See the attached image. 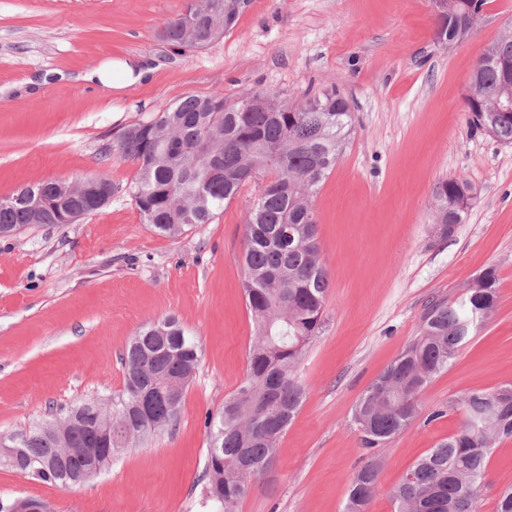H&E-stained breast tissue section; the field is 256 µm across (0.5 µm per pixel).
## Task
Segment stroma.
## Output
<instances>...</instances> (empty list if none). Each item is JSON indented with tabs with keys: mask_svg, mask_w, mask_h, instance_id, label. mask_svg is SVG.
I'll return each instance as SVG.
<instances>
[{
	"mask_svg": "<svg viewBox=\"0 0 512 512\" xmlns=\"http://www.w3.org/2000/svg\"><path fill=\"white\" fill-rule=\"evenodd\" d=\"M185 3L0 0V198L90 174L115 187L75 223L0 237V435L50 407L117 395L119 356L148 323L176 317L200 348L172 432L133 441L69 489L0 467V501L36 499L49 512H208L205 420L244 379L252 340L242 254L255 190L211 223L163 236L144 223L127 192L135 168L113 147L129 126L190 95L233 100L264 89L293 101L337 91L356 134L313 202L330 274L324 323L300 366L302 408L238 512H343L368 457L353 405L417 336L430 301L456 298L494 269L495 314L425 388L422 416L377 450L369 512H394L393 487L458 430L452 403L512 382V144L472 129L464 106L476 59L512 25V0H489L454 45L436 35L432 0H253L232 31L179 53L161 33ZM129 56L153 76L119 93L83 81ZM450 178L467 180L474 200L443 238L435 193ZM438 408L444 416L426 420ZM508 487L512 438L493 450L479 512H495Z\"/></svg>",
	"mask_w": 512,
	"mask_h": 512,
	"instance_id": "35a3bbf8",
	"label": "stroma"
}]
</instances>
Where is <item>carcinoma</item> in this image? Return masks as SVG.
<instances>
[{"label": "carcinoma", "mask_w": 512, "mask_h": 512, "mask_svg": "<svg viewBox=\"0 0 512 512\" xmlns=\"http://www.w3.org/2000/svg\"><path fill=\"white\" fill-rule=\"evenodd\" d=\"M252 0H187L169 19L162 37L170 45L203 49L230 32ZM487 0H446L438 38L448 44L470 34L466 11ZM512 58V29L477 58L465 99L471 127L512 144V114L494 108L504 101L499 57ZM355 127L348 100L333 91L289 103L277 93L255 90L229 100L221 94L187 96L149 121L129 127L115 152L137 168L128 187L144 223L178 236L209 224L217 211L252 184L256 195L245 224L243 284L254 340L247 373L224 409L207 419L211 442L206 464V499L217 512L237 504L257 487L275 462L278 442L298 415L305 389L297 369L323 322L330 287L318 243L312 199L351 144ZM471 191L462 179L442 182L436 192L437 233L464 220L458 206ZM57 211H35L0 199V229L59 224ZM498 288L488 269L455 300L431 301L419 336L366 388L354 405L351 424L362 447L379 448L419 415L427 384L477 335L495 313ZM200 360L198 343L174 317L143 327L121 354L124 387L110 399L122 424L112 428L118 444L128 432L162 433L179 418L185 393ZM169 377L180 383L170 400L149 413L135 407L136 391ZM458 431L419 457L391 491L394 512H477L495 443L512 438V383L474 389L457 401ZM33 441L21 448L16 471L60 488L94 464L112 461L84 419L62 437L51 421L31 427ZM380 462L370 457L350 480L344 512H368L378 491ZM0 512H47L36 499L0 502Z\"/></svg>", "instance_id": "carcinoma-1"}]
</instances>
